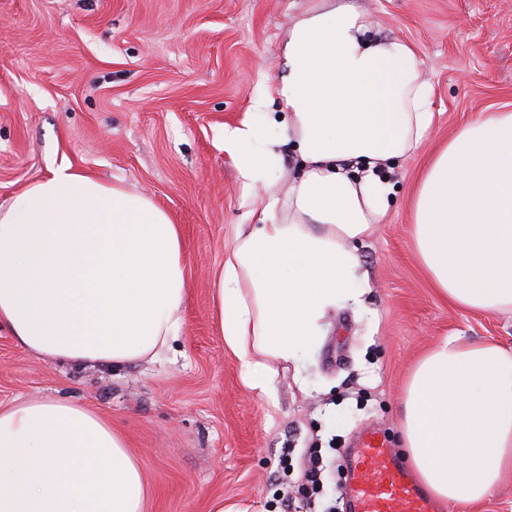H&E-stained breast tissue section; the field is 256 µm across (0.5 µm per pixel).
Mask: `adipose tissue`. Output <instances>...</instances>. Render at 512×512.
Segmentation results:
<instances>
[{
	"label": "adipose tissue",
	"instance_id": "1",
	"mask_svg": "<svg viewBox=\"0 0 512 512\" xmlns=\"http://www.w3.org/2000/svg\"><path fill=\"white\" fill-rule=\"evenodd\" d=\"M350 0H315L288 27L272 90L224 129L252 224L216 274L224 345L269 396L272 362L316 346L336 306L360 304L355 244L394 192L378 169L424 142L432 86L415 48L372 39ZM290 145L286 196L274 173ZM415 253L452 305L512 311V112L463 127L415 190ZM186 290L179 230L150 198L62 165L0 208V326L25 350L118 368L171 350ZM402 446L431 494L469 505L512 481V351L446 336L404 387ZM143 463L98 410L66 399L0 408V512H145Z\"/></svg>",
	"mask_w": 512,
	"mask_h": 512
}]
</instances>
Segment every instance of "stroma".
I'll return each instance as SVG.
<instances>
[{
    "mask_svg": "<svg viewBox=\"0 0 512 512\" xmlns=\"http://www.w3.org/2000/svg\"><path fill=\"white\" fill-rule=\"evenodd\" d=\"M372 38L413 45L434 89L425 143L387 178L398 190L357 242L364 304L328 312L319 344L277 363L271 397L245 385L212 299L232 227L250 209L224 128L271 83L308 0H0V204L62 164L151 198L178 224L187 290L171 352L120 369L21 348L0 328V406L67 398L127 436L151 487L146 512H277L309 446L326 469L318 506L347 512L340 451L375 431L401 450L399 409L417 359L443 336L512 348V313L442 300L411 238L430 157L468 123L512 109V0H351ZM288 477L276 476L280 457Z\"/></svg>",
    "mask_w": 512,
    "mask_h": 512,
    "instance_id": "1",
    "label": "stroma"
}]
</instances>
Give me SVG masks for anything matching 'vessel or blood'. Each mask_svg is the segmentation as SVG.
<instances>
[{"instance_id":"b4317fda","label":"vessel or blood","mask_w":512,"mask_h":512,"mask_svg":"<svg viewBox=\"0 0 512 512\" xmlns=\"http://www.w3.org/2000/svg\"><path fill=\"white\" fill-rule=\"evenodd\" d=\"M353 462V512H436L432 498L378 438H364Z\"/></svg>"}]
</instances>
